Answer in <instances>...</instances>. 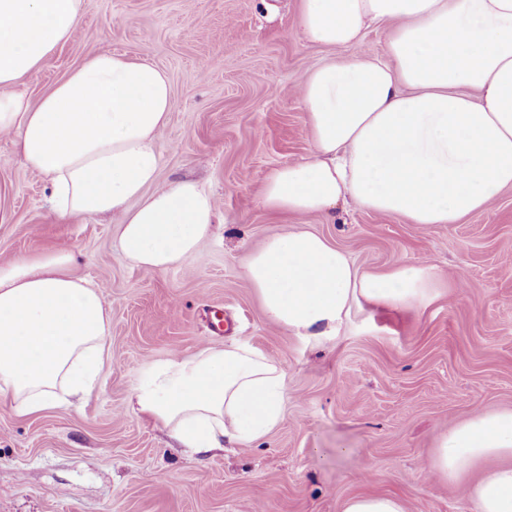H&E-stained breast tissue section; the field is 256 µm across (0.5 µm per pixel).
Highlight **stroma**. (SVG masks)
I'll return each instance as SVG.
<instances>
[{
  "label": "stroma",
  "instance_id": "1",
  "mask_svg": "<svg viewBox=\"0 0 512 512\" xmlns=\"http://www.w3.org/2000/svg\"><path fill=\"white\" fill-rule=\"evenodd\" d=\"M299 0H88L70 40L24 87L30 102L93 53L162 68L176 107L160 132L161 179L194 177L224 223L164 272L129 265L110 217L60 218L48 184L0 135V265L65 250L101 286L112 360L98 394L31 417L0 395V512H340L354 495L406 512H474L472 476L429 467L437 437L476 410L512 411V189L456 224H411L347 206L285 218L259 196L273 168L310 154L292 89L315 63ZM315 230L363 270L429 263L441 294L425 309L370 307L343 336L308 347L266 321L243 275L248 250L283 226ZM280 361L281 424L251 444L188 454L131 410L143 369L229 338Z\"/></svg>",
  "mask_w": 512,
  "mask_h": 512
}]
</instances>
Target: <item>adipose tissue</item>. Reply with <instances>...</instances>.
<instances>
[{
  "instance_id": "ef3b65f1",
  "label": "adipose tissue",
  "mask_w": 512,
  "mask_h": 512,
  "mask_svg": "<svg viewBox=\"0 0 512 512\" xmlns=\"http://www.w3.org/2000/svg\"><path fill=\"white\" fill-rule=\"evenodd\" d=\"M88 0H0V132L45 175L60 217L115 218L120 252L163 272L191 258L217 217L199 182H160L158 134L175 98L167 74L99 52L36 105L18 86L68 41ZM313 46L354 48L313 66L296 87L308 117L307 159L263 180L274 214L334 216L346 203L412 224H455L512 188V0H301ZM390 29L382 56L362 49L370 26ZM54 252L0 266V394L21 416L84 400L112 358L99 287ZM244 275L268 322L309 345L341 336L362 305L425 308L441 279L429 264L360 271L324 236H269ZM278 361L248 342L174 355L140 376L131 405L181 447L207 453L251 443L282 419ZM441 477L479 471L475 512H512V412H481L441 434Z\"/></svg>"
}]
</instances>
